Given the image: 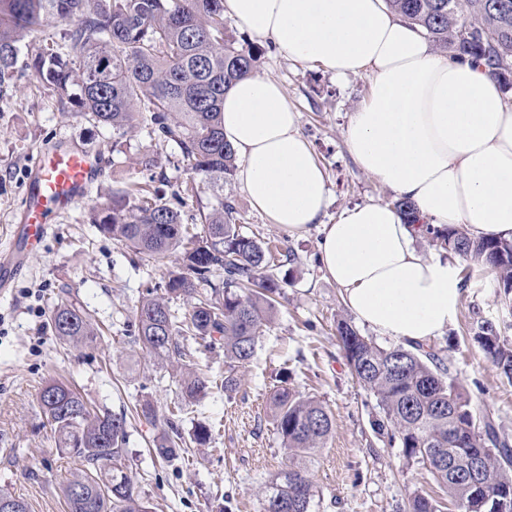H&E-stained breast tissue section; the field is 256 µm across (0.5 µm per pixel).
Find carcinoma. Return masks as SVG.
<instances>
[{
  "instance_id": "carcinoma-1",
  "label": "carcinoma",
  "mask_w": 512,
  "mask_h": 512,
  "mask_svg": "<svg viewBox=\"0 0 512 512\" xmlns=\"http://www.w3.org/2000/svg\"><path fill=\"white\" fill-rule=\"evenodd\" d=\"M498 2L388 0V5L438 50L485 61L510 89L512 0L502 11L492 8ZM50 17L78 24L35 56L39 78L77 111L114 131L141 123L175 142L217 201L211 210L199 211L203 233L192 236L180 209L148 190L133 203L127 196L112 197L93 222L147 262L182 248L165 295L146 296L136 308L138 342L154 358L178 363L186 404L201 402L215 388L232 392L283 290L264 244L242 232L235 205L224 199V181L237 166L236 152L224 141V92L253 73L259 49L237 48L227 38L224 0H0V88L13 81L21 42ZM425 234L448 256L493 269L509 300L512 241L474 238L459 226L428 224ZM217 275L220 287L213 283ZM181 296L195 299L184 317L169 305ZM51 323L61 341L90 343L97 336L84 309L66 298L55 305ZM336 330L351 373L378 400L376 433L399 439L406 457L426 465L457 512H512V442L490 419L477 421L472 399L450 378L441 349L381 347L346 319ZM475 335L492 364L512 381V343L488 320L479 322ZM178 336L224 345V378L218 381L195 367ZM39 400L58 433L60 451L87 464L65 487L69 512H151L120 465L125 418L91 413L81 395L56 381L42 388ZM269 410L285 467L270 476L261 512H316L310 465L332 433L331 416L320 401L286 386L273 392ZM142 414L171 430L154 441L156 455L178 456L175 421L159 417L148 402ZM403 512H439V505L417 492Z\"/></svg>"
}]
</instances>
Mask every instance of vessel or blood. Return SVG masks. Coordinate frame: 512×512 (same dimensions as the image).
Wrapping results in <instances>:
<instances>
[{
	"mask_svg": "<svg viewBox=\"0 0 512 512\" xmlns=\"http://www.w3.org/2000/svg\"><path fill=\"white\" fill-rule=\"evenodd\" d=\"M101 158L78 146L39 150L30 189L14 226L12 245L0 253V295H6L36 249L53 231L52 220L83 201L97 180Z\"/></svg>",
	"mask_w": 512,
	"mask_h": 512,
	"instance_id": "b4317fda",
	"label": "vessel or blood"
}]
</instances>
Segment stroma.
<instances>
[{
  "mask_svg": "<svg viewBox=\"0 0 512 512\" xmlns=\"http://www.w3.org/2000/svg\"><path fill=\"white\" fill-rule=\"evenodd\" d=\"M72 24L49 19L21 45L16 78L0 88V249L11 236L33 160L43 145L77 143L100 153L102 169L89 197L57 218L12 292L0 299V489L22 498L29 512H68L64 488L84 468L58 448V438L39 405L50 381L76 388L90 408L125 417L129 442L125 472L152 512H260L264 487L285 458L267 400L280 381L322 402L333 417L332 434L311 468L321 496L319 512H399L414 492L444 499L427 467L407 458L399 441L380 437L372 422L381 415L376 398L350 372L336 336V322L350 318L339 288L319 262V235L291 236L254 210L238 179L224 184L234 200L244 233L291 248L297 263L277 268L285 296L272 323L264 326L250 364L240 371L236 391L217 393L197 405H184L176 372L142 351L134 311L162 285L178 256L145 263L103 235L92 221L96 207L115 195L143 186L167 200L191 183L197 196L180 207L184 223L201 229L198 208L216 200L194 174L179 147L138 126L124 137L73 111L35 74L31 63L46 38L61 37ZM259 74L277 80L300 127L324 167L331 204L325 223L345 207L365 202L394 203L392 190L362 171L344 139L349 117L366 98L367 75L343 79L317 66L281 55L261 42ZM153 165H145V158ZM456 315L437 343L450 377L462 384L474 405L490 413L501 432L512 436V382L503 378L474 339L475 321L495 324L512 343V306L501 304L503 290L493 270L466 265ZM92 316L94 342L69 344L48 324L60 293ZM151 402L159 415L177 411L183 450L173 460L152 451L160 428L139 414ZM212 429L208 446L192 440L193 428Z\"/></svg>",
  "mask_w": 512,
  "mask_h": 512,
  "instance_id": "obj_1",
  "label": "stroma"
}]
</instances>
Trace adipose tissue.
<instances>
[{"label":"adipose tissue","mask_w":512,"mask_h":512,"mask_svg":"<svg viewBox=\"0 0 512 512\" xmlns=\"http://www.w3.org/2000/svg\"><path fill=\"white\" fill-rule=\"evenodd\" d=\"M224 15L293 62L369 76L348 151L420 222L512 240V96L487 66L435 50L386 0H224ZM224 138L255 210L291 236L317 228L325 274L361 323L410 346L444 334L462 293L456 268L423 257L416 226L391 205L349 206L324 223L326 173L276 80L225 92Z\"/></svg>","instance_id":"1"}]
</instances>
